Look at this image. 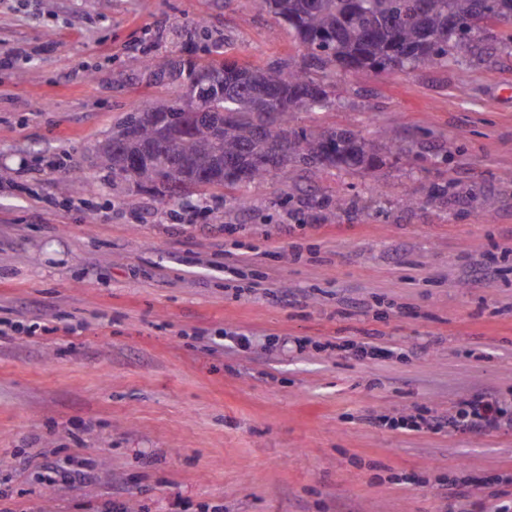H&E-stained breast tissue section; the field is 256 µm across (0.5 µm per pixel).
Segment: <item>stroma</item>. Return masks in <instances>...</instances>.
Returning a JSON list of instances; mask_svg holds the SVG:
<instances>
[{"instance_id":"1","label":"stroma","mask_w":512,"mask_h":512,"mask_svg":"<svg viewBox=\"0 0 512 512\" xmlns=\"http://www.w3.org/2000/svg\"><path fill=\"white\" fill-rule=\"evenodd\" d=\"M207 35L303 62L253 0H0V317L23 327L0 337V512H448L456 478L489 502L512 432L374 419L512 391V52L489 36L460 67L337 72L335 107L296 124L376 142L372 169L302 167L246 206L240 186L114 183L98 145L182 92L145 61ZM73 165L93 190H61ZM363 341L390 357L342 350Z\"/></svg>"}]
</instances>
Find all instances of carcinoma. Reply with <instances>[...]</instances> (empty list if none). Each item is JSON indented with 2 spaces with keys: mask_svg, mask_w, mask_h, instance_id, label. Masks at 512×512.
<instances>
[{
  "mask_svg": "<svg viewBox=\"0 0 512 512\" xmlns=\"http://www.w3.org/2000/svg\"><path fill=\"white\" fill-rule=\"evenodd\" d=\"M306 47L296 68L224 69L191 56L171 59L158 77L183 93L151 111L134 109L98 149L112 181L173 198L200 188L197 175L224 171V183L261 187L271 174L301 165L371 169L378 145L348 131L295 127L296 114L329 106L319 70L373 71L431 66L458 59L481 41L484 26H508L500 43L512 50V0H254Z\"/></svg>",
  "mask_w": 512,
  "mask_h": 512,
  "instance_id": "carcinoma-1",
  "label": "carcinoma"
}]
</instances>
